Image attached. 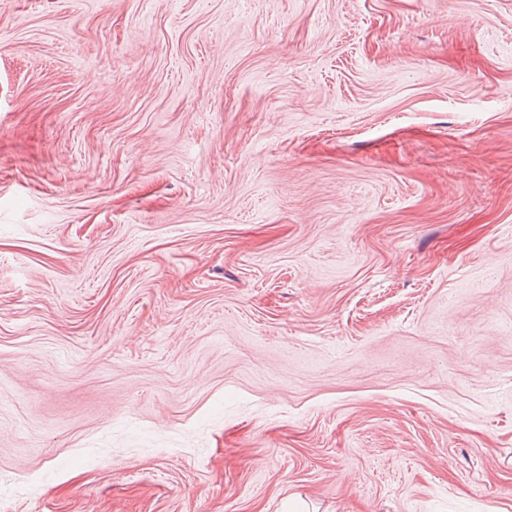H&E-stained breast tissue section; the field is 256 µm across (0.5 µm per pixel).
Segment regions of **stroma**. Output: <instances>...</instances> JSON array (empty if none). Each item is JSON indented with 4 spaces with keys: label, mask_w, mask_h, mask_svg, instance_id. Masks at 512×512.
Returning a JSON list of instances; mask_svg holds the SVG:
<instances>
[{
    "label": "stroma",
    "mask_w": 512,
    "mask_h": 512,
    "mask_svg": "<svg viewBox=\"0 0 512 512\" xmlns=\"http://www.w3.org/2000/svg\"><path fill=\"white\" fill-rule=\"evenodd\" d=\"M0 512H512V0H0Z\"/></svg>",
    "instance_id": "obj_1"
}]
</instances>
